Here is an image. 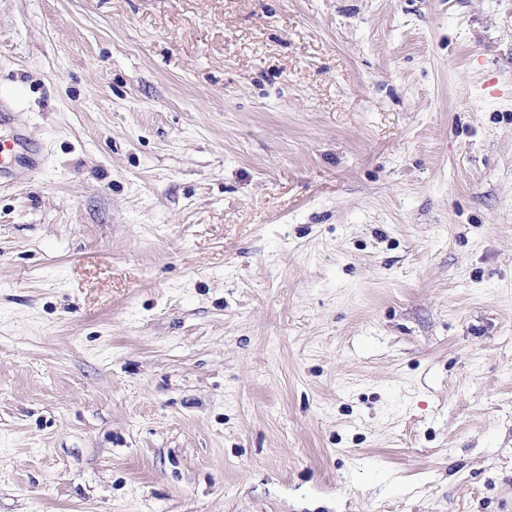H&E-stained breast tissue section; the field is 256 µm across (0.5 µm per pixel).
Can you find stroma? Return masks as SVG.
I'll list each match as a JSON object with an SVG mask.
<instances>
[{
	"instance_id": "stroma-1",
	"label": "stroma",
	"mask_w": 512,
	"mask_h": 512,
	"mask_svg": "<svg viewBox=\"0 0 512 512\" xmlns=\"http://www.w3.org/2000/svg\"><path fill=\"white\" fill-rule=\"evenodd\" d=\"M0 512H512V0H0ZM7 129L9 135L0 136V177L10 174L21 163L34 168L38 164V146L22 129L14 126L12 112L0 103V131Z\"/></svg>"
}]
</instances>
